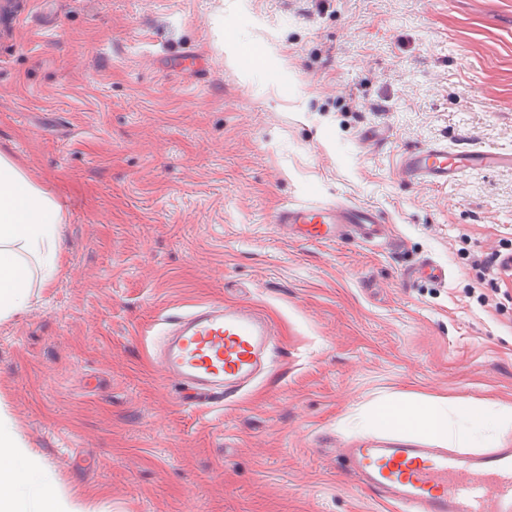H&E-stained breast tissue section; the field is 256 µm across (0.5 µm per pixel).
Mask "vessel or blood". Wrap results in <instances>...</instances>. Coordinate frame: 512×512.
<instances>
[{
  "label": "vessel or blood",
  "instance_id": "b4317fda",
  "mask_svg": "<svg viewBox=\"0 0 512 512\" xmlns=\"http://www.w3.org/2000/svg\"><path fill=\"white\" fill-rule=\"evenodd\" d=\"M499 153L457 151L434 144L404 155L402 175L448 186L486 167L503 165ZM276 224L288 235L333 242L345 235L372 243L388 226L374 208L338 202L300 203L279 210ZM154 355L161 378L199 400L230 401L248 389L269 364L276 332L251 304L207 303L171 315ZM359 485L399 512H512V448L461 454L438 446L392 440L342 449Z\"/></svg>",
  "mask_w": 512,
  "mask_h": 512
}]
</instances>
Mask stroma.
<instances>
[{"label":"stroma","instance_id":"1","mask_svg":"<svg viewBox=\"0 0 512 512\" xmlns=\"http://www.w3.org/2000/svg\"><path fill=\"white\" fill-rule=\"evenodd\" d=\"M0 13V155L60 205L51 287L0 318V411L87 512H398L340 449L401 398L512 404V169L449 187L401 157L512 152V0H21ZM388 137L369 143L366 132ZM386 241L280 233L290 203ZM444 281L415 275L423 261ZM246 302L270 373L184 403L163 316ZM275 224L285 229L288 237L335 242L351 235L365 243L388 237V226L374 208L337 201L335 204L300 203L279 210ZM475 266L479 267L481 277L487 276L489 281L506 285L505 279L512 277V252L493 253L486 260H477Z\"/></svg>","mask_w":512,"mask_h":512}]
</instances>
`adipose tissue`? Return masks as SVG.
<instances>
[{
	"label": "adipose tissue",
	"instance_id": "ef3b65f1",
	"mask_svg": "<svg viewBox=\"0 0 512 512\" xmlns=\"http://www.w3.org/2000/svg\"><path fill=\"white\" fill-rule=\"evenodd\" d=\"M61 220L51 195L0 156V317L22 312L32 288L50 286L63 250ZM371 426L463 446L487 431L512 430V404L488 408L474 401L397 400L380 406ZM23 481L39 488V512H86L43 484L35 460L0 415V512H14L16 488Z\"/></svg>",
	"mask_w": 512,
	"mask_h": 512
}]
</instances>
